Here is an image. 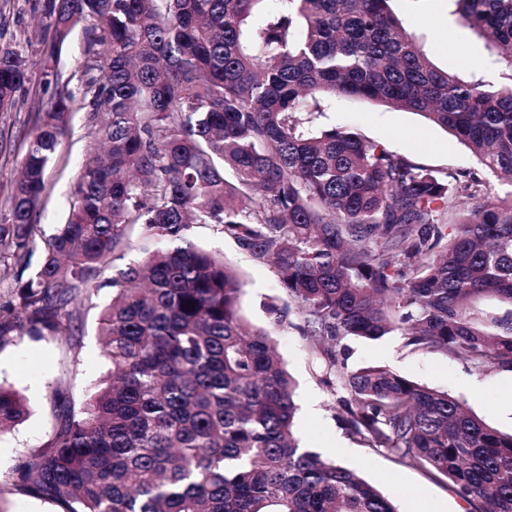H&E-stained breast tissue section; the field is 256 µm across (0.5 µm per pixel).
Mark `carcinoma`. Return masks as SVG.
<instances>
[{
	"label": "carcinoma",
	"instance_id": "cac0c4a2",
	"mask_svg": "<svg viewBox=\"0 0 512 512\" xmlns=\"http://www.w3.org/2000/svg\"><path fill=\"white\" fill-rule=\"evenodd\" d=\"M391 2L42 0L49 60L93 21L91 142L68 219L48 236L39 205L74 97L38 106L0 206V262L27 273L0 307V342L69 332L80 290L110 288L100 328L112 376L80 412L61 408L50 446L0 495L59 512H397L299 446L294 381L271 334L240 314L237 272L189 241L193 225L213 224L278 269L351 435L448 478L471 512H512V434L447 392L339 361L348 337L397 333L478 368L512 367V322L492 332L471 314L481 298L512 305V197L313 124L331 97L413 112L512 185V0H454L486 40L480 78L437 68ZM28 45L0 46V111L30 80ZM134 237L140 258L114 267ZM27 414L0 385V431Z\"/></svg>",
	"mask_w": 512,
	"mask_h": 512
}]
</instances>
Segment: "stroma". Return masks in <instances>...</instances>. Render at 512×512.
I'll return each mask as SVG.
<instances>
[{"mask_svg": "<svg viewBox=\"0 0 512 512\" xmlns=\"http://www.w3.org/2000/svg\"><path fill=\"white\" fill-rule=\"evenodd\" d=\"M392 7L440 69L479 73L487 55L485 44L459 23L451 0H393ZM39 18L40 0H8L0 7V44L12 42L36 27ZM91 34L90 24H80L53 67L59 86L73 93L75 100L68 134L48 170L47 191L40 208L38 222L48 234L68 217L78 167L90 142L89 109L80 93ZM30 58L31 78L19 94L20 105L0 112V131L11 135L15 154L12 160L0 159V203L15 178V159L23 155L34 123L29 102L51 97L43 77L45 63L39 53H31ZM323 107L327 123L354 130L406 154L439 175L455 177L484 171L460 140L418 114L344 98L325 100ZM190 238L223 256L225 263L237 271L244 284L240 299L243 316L255 327L272 329L277 352L297 382L299 411L294 431L301 447L356 471L392 498L398 512H469L468 504L456 495L446 478L408 466L348 436L339 420L342 410L333 400L326 372L294 327L297 313L289 314L287 324L274 327L269 323L265 304L272 300L281 305L289 302L278 286L275 268L240 252L215 225H194ZM109 297L106 288L81 291L76 301L78 319L71 334L40 338L14 335L0 342V383L23 394L29 406L26 420L0 434V481H20L16 469L19 460L35 449L50 446L60 402L66 400L71 406L82 407L93 387L107 375L109 364L102 354L98 319ZM342 345L347 370L387 367L419 384L456 396L501 433H512V406L505 403L506 397L512 396V368L480 369L442 351L408 346L397 334L378 340L350 337Z\"/></svg>", "mask_w": 512, "mask_h": 512, "instance_id": "35a3bbf8", "label": "stroma"}]
</instances>
